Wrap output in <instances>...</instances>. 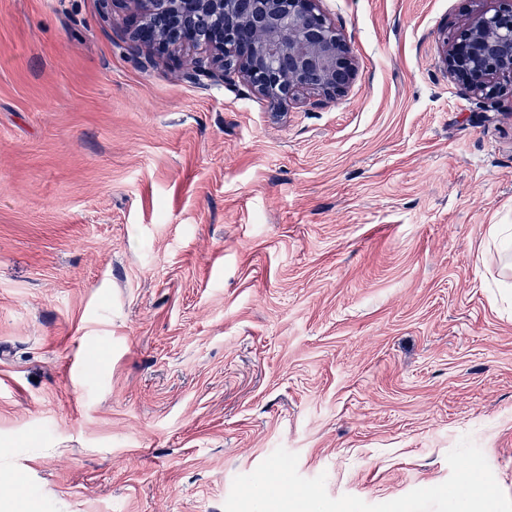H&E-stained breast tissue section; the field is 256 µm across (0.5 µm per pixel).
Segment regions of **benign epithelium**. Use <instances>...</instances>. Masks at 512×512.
<instances>
[{"label": "benign epithelium", "mask_w": 512, "mask_h": 512, "mask_svg": "<svg viewBox=\"0 0 512 512\" xmlns=\"http://www.w3.org/2000/svg\"><path fill=\"white\" fill-rule=\"evenodd\" d=\"M320 0H102L129 12L128 39L178 57L183 75H235L275 112L305 92L335 101L356 73L355 55ZM443 41L442 63L476 97L512 93V0H495Z\"/></svg>", "instance_id": "7a95c632"}]
</instances>
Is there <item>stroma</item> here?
I'll use <instances>...</instances> for the list:
<instances>
[{"instance_id": "35a3bbf8", "label": "stroma", "mask_w": 512, "mask_h": 512, "mask_svg": "<svg viewBox=\"0 0 512 512\" xmlns=\"http://www.w3.org/2000/svg\"><path fill=\"white\" fill-rule=\"evenodd\" d=\"M486 0H321L339 100L149 62L100 0H0V512H224L277 448L330 497L512 496V96L442 39Z\"/></svg>"}]
</instances>
